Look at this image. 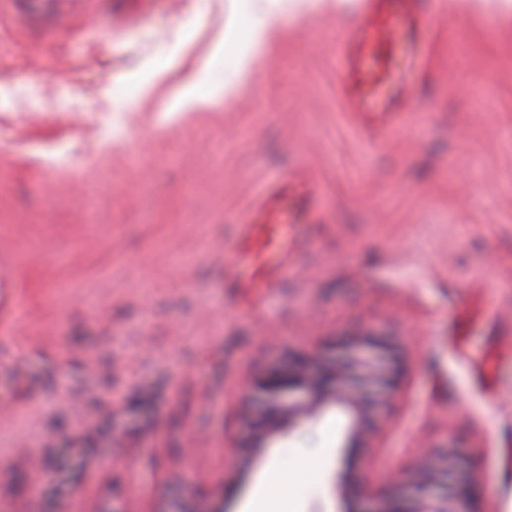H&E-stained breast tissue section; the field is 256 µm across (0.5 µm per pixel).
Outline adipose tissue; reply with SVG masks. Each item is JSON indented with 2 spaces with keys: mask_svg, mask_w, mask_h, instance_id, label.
I'll list each match as a JSON object with an SVG mask.
<instances>
[{
  "mask_svg": "<svg viewBox=\"0 0 512 512\" xmlns=\"http://www.w3.org/2000/svg\"><path fill=\"white\" fill-rule=\"evenodd\" d=\"M281 0H240L229 18L231 27L241 29L243 32V46L241 50H228L239 81L237 90L250 87L253 80V65L257 49L267 44L276 29L274 9Z\"/></svg>",
  "mask_w": 512,
  "mask_h": 512,
  "instance_id": "1",
  "label": "adipose tissue"
}]
</instances>
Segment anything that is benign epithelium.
I'll list each match as a JSON object with an SVG mask.
<instances>
[{
	"label": "benign epithelium",
	"mask_w": 512,
	"mask_h": 512,
	"mask_svg": "<svg viewBox=\"0 0 512 512\" xmlns=\"http://www.w3.org/2000/svg\"><path fill=\"white\" fill-rule=\"evenodd\" d=\"M327 351L325 358L297 357L285 369L269 368L250 379L241 447L249 452L265 448L325 405L348 417L344 447L358 452L366 447L387 400L397 393L396 356L371 328L330 344ZM342 496L343 512H476L467 462L448 450L426 452L404 490L376 506L347 488ZM157 512L197 510L179 494L164 500Z\"/></svg>",
	"instance_id": "obj_1"
}]
</instances>
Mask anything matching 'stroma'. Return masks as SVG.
Here are the masks:
<instances>
[{"label": "stroma", "mask_w": 512, "mask_h": 512, "mask_svg": "<svg viewBox=\"0 0 512 512\" xmlns=\"http://www.w3.org/2000/svg\"><path fill=\"white\" fill-rule=\"evenodd\" d=\"M420 0L407 112L348 111L332 7L257 55V87L168 118L187 71L220 85L231 0H97L99 30L0 16V512H127L198 497L238 465L242 382L368 326L402 362L394 412L355 465L325 407L241 466L258 494L338 512L341 480L384 492L423 439L459 448L477 512H512V11ZM138 19L121 25L122 16ZM28 74H21V64ZM287 175L304 234L274 291L224 285L225 245ZM321 455L319 472L306 460ZM303 487L294 497L295 487Z\"/></svg>", "instance_id": "stroma-1"}]
</instances>
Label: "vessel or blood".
<instances>
[{"label": "vessel or blood", "mask_w": 512, "mask_h": 512, "mask_svg": "<svg viewBox=\"0 0 512 512\" xmlns=\"http://www.w3.org/2000/svg\"><path fill=\"white\" fill-rule=\"evenodd\" d=\"M94 3L95 0H0V10L10 11L26 28L49 26L64 30L78 17L86 29L93 30L98 26ZM413 5L414 0H365V21L337 51L340 86L350 97L353 111H369L367 89L384 85L395 90L386 105L387 111L406 109L410 100L408 77L391 67L390 58L402 31L417 29ZM267 194L270 202L262 212L263 223L245 220L238 224L231 254L235 263L254 265V287L274 289L280 284L282 271L264 266L260 260L262 252L276 250L284 254L299 249L301 242L288 236V216L275 205L281 194L279 181L269 184Z\"/></svg>", "instance_id": "1"}]
</instances>
